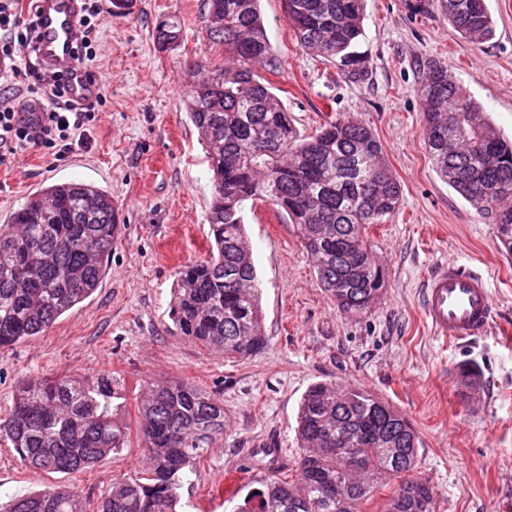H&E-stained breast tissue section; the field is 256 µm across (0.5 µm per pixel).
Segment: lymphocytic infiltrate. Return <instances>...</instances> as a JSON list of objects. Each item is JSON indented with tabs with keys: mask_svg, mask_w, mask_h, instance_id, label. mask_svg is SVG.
<instances>
[{
	"mask_svg": "<svg viewBox=\"0 0 512 512\" xmlns=\"http://www.w3.org/2000/svg\"><path fill=\"white\" fill-rule=\"evenodd\" d=\"M33 18L0 0V164L33 144L62 157L84 141L104 94L74 100L63 76L37 60Z\"/></svg>",
	"mask_w": 512,
	"mask_h": 512,
	"instance_id": "lymphocytic-infiltrate-1",
	"label": "lymphocytic infiltrate"
}]
</instances>
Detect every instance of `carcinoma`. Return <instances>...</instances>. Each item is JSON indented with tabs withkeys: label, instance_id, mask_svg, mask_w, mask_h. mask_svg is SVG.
Masks as SVG:
<instances>
[{
	"label": "carcinoma",
	"instance_id": "1",
	"mask_svg": "<svg viewBox=\"0 0 512 512\" xmlns=\"http://www.w3.org/2000/svg\"><path fill=\"white\" fill-rule=\"evenodd\" d=\"M259 0H206L205 34L228 64H200L186 102L210 161L207 216L210 257L177 271L169 317L174 330L226 355L265 348L262 307L243 210L268 204L300 229L321 285L344 314H361L384 288L364 232L399 208L401 185L371 128L351 118L327 121L311 135L256 71L274 72ZM460 36H495L486 0H438ZM297 44L326 59L353 61L363 36L364 0H286ZM181 27L162 22L157 39L175 44ZM418 96L425 143L436 172L512 252V141L442 62L425 63ZM118 224L111 194L83 181L54 182L30 196L0 226V351L46 332L99 287ZM112 377L60 375L23 379L0 419V435L35 473H76L121 451L126 432L113 404ZM142 469L112 484L97 512H177L196 464L224 431V403L187 382L153 386L138 406ZM296 436L300 476L273 477L237 512H361L380 484L396 480L385 512H434L418 479L420 438L390 402L350 384L313 383L303 395ZM362 456V468L350 462ZM6 512H89L75 492L58 488L11 501Z\"/></svg>",
	"mask_w": 512,
	"mask_h": 512
}]
</instances>
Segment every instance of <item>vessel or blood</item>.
I'll return each mask as SVG.
<instances>
[{"label": "vessel or blood", "instance_id": "obj_1", "mask_svg": "<svg viewBox=\"0 0 512 512\" xmlns=\"http://www.w3.org/2000/svg\"><path fill=\"white\" fill-rule=\"evenodd\" d=\"M37 47L48 69L67 76L73 98L97 89L75 58L82 0H35ZM422 313L433 334L445 341L469 340L490 327L494 302L484 276L448 259L423 285Z\"/></svg>", "mask_w": 512, "mask_h": 512}]
</instances>
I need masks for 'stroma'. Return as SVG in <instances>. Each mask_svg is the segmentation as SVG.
I'll return each instance as SVG.
<instances>
[{"instance_id": "stroma-1", "label": "stroma", "mask_w": 512, "mask_h": 512, "mask_svg": "<svg viewBox=\"0 0 512 512\" xmlns=\"http://www.w3.org/2000/svg\"><path fill=\"white\" fill-rule=\"evenodd\" d=\"M487 6L495 36L474 45L434 0H365L358 60L346 64L302 50L283 0H260L282 63L265 78L296 128L311 134L344 117L369 126L402 203L366 231L386 282L360 315L338 311L296 225L262 204L246 209L267 344L240 360L174 332L168 316L176 270L206 259L211 241L210 167L185 110L188 71L223 59L205 37L203 0H128L120 10L101 0L97 65L109 83L106 106L66 157L31 146L0 164V222L42 186L65 179L107 190L125 222L95 293L44 334L0 351V418L21 378L108 372L130 432L118 455L73 474L33 473L0 439V505L66 486L98 507L113 483L142 466L135 424L148 385L184 380L219 396L228 424L184 485L183 512H235L232 491L263 478L260 449H283L282 477H298V405L312 383L327 380L365 387L412 422L421 440L416 475L433 489L436 512H512V253L437 174L417 96L425 62L445 61L512 139V0ZM169 18L182 26L175 46L155 37ZM451 257L487 277L495 319L475 339L446 343L424 320L420 298L427 274ZM464 365L475 371L468 384L459 376Z\"/></svg>"}]
</instances>
